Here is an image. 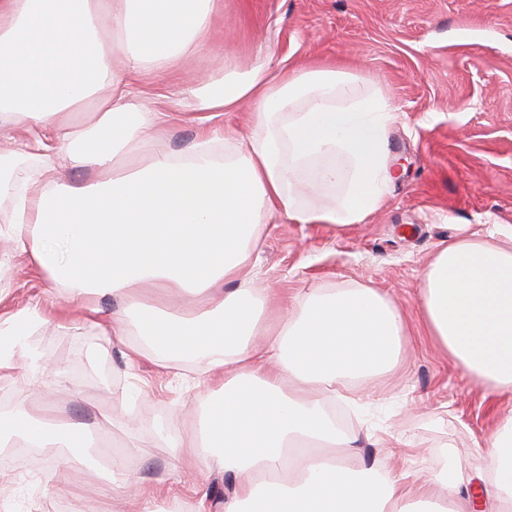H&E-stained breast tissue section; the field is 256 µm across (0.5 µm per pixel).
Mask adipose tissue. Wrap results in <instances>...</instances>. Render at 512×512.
Listing matches in <instances>:
<instances>
[{
  "mask_svg": "<svg viewBox=\"0 0 512 512\" xmlns=\"http://www.w3.org/2000/svg\"><path fill=\"white\" fill-rule=\"evenodd\" d=\"M216 0H0V125L35 128L22 149L45 164L47 186L0 166V199L12 205L0 239L65 290L85 319L120 332L97 299L118 297L145 339L141 354L186 358L214 390L183 448V474L235 479L223 512H472L474 478L450 454L421 479L364 467L357 437L340 429L336 400L362 392L396 364L408 334L402 311L368 285L313 289L295 306L258 288L249 260L258 230L279 215L346 228L381 205L395 181L394 105L362 92L333 67L203 77L182 102L203 113L242 106L253 131L218 153L204 130L186 153L154 152L113 175L124 153L164 134L170 115L142 104L137 79L177 70L211 40ZM94 102L92 122L73 114ZM86 169L72 185L58 160ZM341 187L312 207L302 190ZM227 281L235 290L216 295ZM420 319L445 357L483 387L512 399V225L460 232L423 268ZM49 309L0 316V371ZM86 425L50 406L0 411V447L88 449ZM494 512H512V414L484 440ZM343 456H336V449Z\"/></svg>",
  "mask_w": 512,
  "mask_h": 512,
  "instance_id": "1",
  "label": "adipose tissue"
}]
</instances>
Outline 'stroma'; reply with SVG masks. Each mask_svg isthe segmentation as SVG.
<instances>
[{
  "label": "stroma",
  "instance_id": "1",
  "mask_svg": "<svg viewBox=\"0 0 512 512\" xmlns=\"http://www.w3.org/2000/svg\"><path fill=\"white\" fill-rule=\"evenodd\" d=\"M214 50L190 57L155 80L153 94L221 76L219 62L247 75L294 66L333 65L395 106L390 152L398 178L380 207L344 229L296 224L286 217L263 227L251 261L257 283L297 302L314 288L369 284L405 312L409 336L395 374L372 386L367 412H351L342 429L359 438L367 462L426 478L443 449H458L462 467L486 471L479 446L506 403L444 358L428 339L416 301L420 274L460 227L482 235L512 225V0H217ZM200 125L194 112L175 114L155 151H185ZM9 293L0 308L44 304V276L25 259L0 267ZM66 322L38 324L23 343L26 356L0 373L8 406L54 400L76 420L111 436L121 448L116 468L127 480L157 492L151 512H180L201 494L223 502L230 475L180 479L181 449L172 439L193 427L189 407L209 396L199 364L153 358L127 363L139 335L89 326L77 304ZM400 436L412 458L385 457L378 438ZM103 471L72 467L55 455L30 462L0 459V512H43L47 501L67 512H140L137 502L102 496Z\"/></svg>",
  "mask_w": 512,
  "mask_h": 512
}]
</instances>
